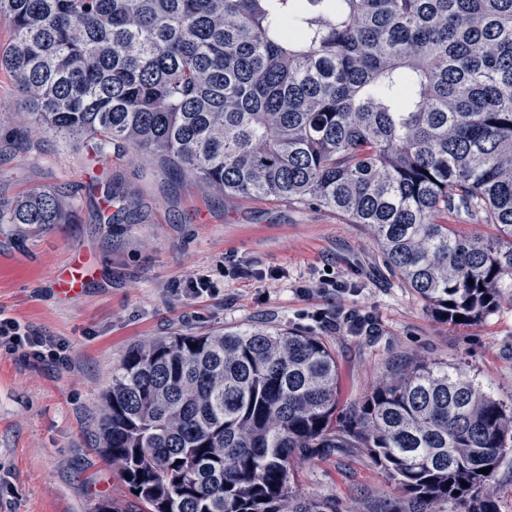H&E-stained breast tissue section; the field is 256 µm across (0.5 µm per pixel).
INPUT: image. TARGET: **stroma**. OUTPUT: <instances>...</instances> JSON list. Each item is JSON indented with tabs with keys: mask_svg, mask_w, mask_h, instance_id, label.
Instances as JSON below:
<instances>
[{
	"mask_svg": "<svg viewBox=\"0 0 512 512\" xmlns=\"http://www.w3.org/2000/svg\"><path fill=\"white\" fill-rule=\"evenodd\" d=\"M114 176L139 203L136 223L98 220ZM45 189L80 197L76 223L0 224V315L58 348L34 358L0 346V512L130 502L118 467L96 451L104 394L129 348L175 332L261 326L318 337L336 355L344 407L418 358L463 373L512 407V291L481 322L453 326L388 276L366 226L332 211L224 198L131 149L75 151L20 120L1 129L0 200ZM80 252L97 272L81 292L62 296L54 277ZM201 277L216 292L187 293ZM357 316L371 321L370 333L350 331ZM292 482L352 512L397 493L363 450L298 461Z\"/></svg>",
	"mask_w": 512,
	"mask_h": 512,
	"instance_id": "stroma-1",
	"label": "stroma"
}]
</instances>
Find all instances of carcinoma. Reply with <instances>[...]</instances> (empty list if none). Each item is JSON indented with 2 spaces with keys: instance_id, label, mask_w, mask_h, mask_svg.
I'll return each instance as SVG.
<instances>
[{
  "instance_id": "carcinoma-1",
  "label": "carcinoma",
  "mask_w": 512,
  "mask_h": 512,
  "mask_svg": "<svg viewBox=\"0 0 512 512\" xmlns=\"http://www.w3.org/2000/svg\"><path fill=\"white\" fill-rule=\"evenodd\" d=\"M4 23L20 111L0 126L347 216L450 325L512 288V0H0ZM105 199L134 223L118 183ZM79 209L34 192L0 201V224ZM338 385L335 353L292 329L151 339L112 371L100 453L141 512H357L290 484L298 459L349 448L399 487L366 512H497L512 409L424 360L349 409Z\"/></svg>"
}]
</instances>
